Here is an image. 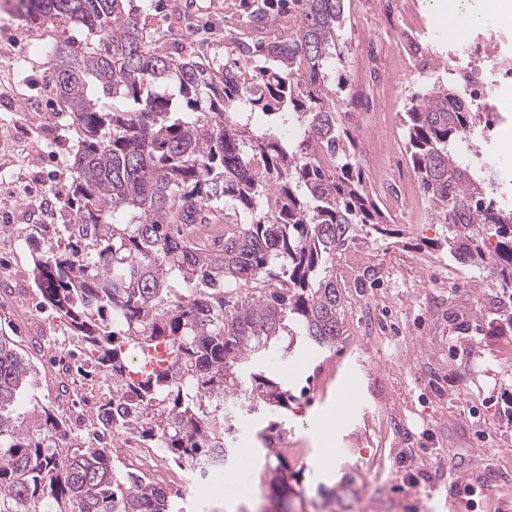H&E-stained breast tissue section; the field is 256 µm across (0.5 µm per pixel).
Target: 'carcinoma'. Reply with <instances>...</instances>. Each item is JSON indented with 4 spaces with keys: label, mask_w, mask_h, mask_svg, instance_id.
Returning a JSON list of instances; mask_svg holds the SVG:
<instances>
[{
    "label": "carcinoma",
    "mask_w": 512,
    "mask_h": 512,
    "mask_svg": "<svg viewBox=\"0 0 512 512\" xmlns=\"http://www.w3.org/2000/svg\"><path fill=\"white\" fill-rule=\"evenodd\" d=\"M28 17L84 27L81 50L53 44L48 78L78 128L62 243L33 258L43 302L65 317L94 377L118 382L99 430L132 431L173 464L203 467L228 447L243 405L288 408L291 395L245 363L280 337L322 354L343 335L331 261L358 228L389 223L362 177L358 145L336 111L346 0H293L288 33L241 49L214 69L151 39L125 0H22ZM253 21L278 26L261 3ZM263 122L254 124L256 115ZM482 113L456 83L406 104L405 152L443 246L490 270L512 305V212L489 214L488 177L463 150ZM0 336V512H178L175 495L112 462L107 438L60 452L54 407L14 412L39 383ZM262 477L293 493L288 467Z\"/></svg>",
    "instance_id": "obj_1"
}]
</instances>
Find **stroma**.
<instances>
[{
  "instance_id": "1",
  "label": "stroma",
  "mask_w": 512,
  "mask_h": 512,
  "mask_svg": "<svg viewBox=\"0 0 512 512\" xmlns=\"http://www.w3.org/2000/svg\"><path fill=\"white\" fill-rule=\"evenodd\" d=\"M17 0H0V336L31 350L33 315L70 335L66 319L43 305L33 279L32 256L57 240L52 227L73 223L67 206L78 133L69 112L45 82L53 59L33 46L84 32L68 20L36 22L22 17ZM381 0H347L341 32L344 69L357 79L355 61L366 34L390 27ZM254 0H130L144 10L149 27L167 48L206 57L216 68L237 57L243 43L259 34L245 19ZM425 85L410 72L383 105L377 129L352 123L358 153L396 156L395 169L365 168L370 184L396 174L412 176L404 151L402 113ZM386 234L359 230L352 244L336 252V279L344 294V334L322 355L292 357L271 349L262 368L288 387L284 410H258L240 417L225 464L235 471L242 449L254 470L267 461L257 433L273 426L289 447L306 449L302 464H289L300 494L283 505L267 485L252 480L234 509L223 489H191L178 500L182 512H315L319 489L336 490L330 512H512V495L490 499L497 486L512 488V329L496 301L487 271L461 263L440 249L447 228L431 213L420 218L392 211ZM340 418L328 434L315 427L327 413ZM394 447L386 480L369 485L371 460L381 445ZM333 448L336 467L319 462ZM475 495H467V487Z\"/></svg>"
}]
</instances>
